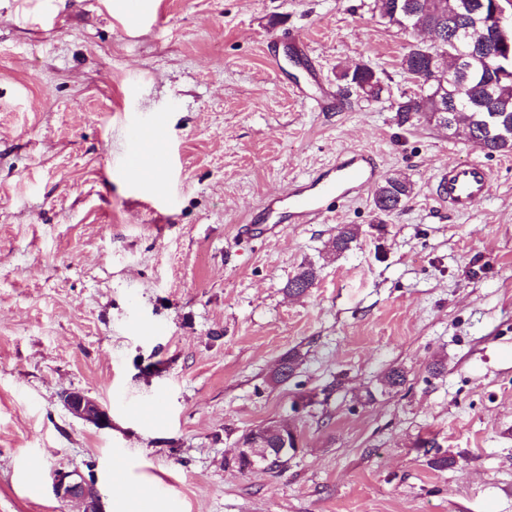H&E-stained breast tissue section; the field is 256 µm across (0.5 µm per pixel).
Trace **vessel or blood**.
<instances>
[{
	"label": "vessel or blood",
	"instance_id": "obj_1",
	"mask_svg": "<svg viewBox=\"0 0 512 512\" xmlns=\"http://www.w3.org/2000/svg\"><path fill=\"white\" fill-rule=\"evenodd\" d=\"M163 114L154 115L139 126L136 148L125 165L130 171L141 169L143 160H151L154 168L168 164V154L161 147L165 136ZM375 168L369 156L361 151L341 157L326 173H319L294 184L287 194L269 200L267 219L292 224H314L330 213L331 203L359 196L374 180ZM493 181L491 168L482 160L469 159L449 166L437 181L435 195L449 210L466 214L485 200Z\"/></svg>",
	"mask_w": 512,
	"mask_h": 512
}]
</instances>
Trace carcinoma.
Instances as JSON below:
<instances>
[{"mask_svg":"<svg viewBox=\"0 0 512 512\" xmlns=\"http://www.w3.org/2000/svg\"><path fill=\"white\" fill-rule=\"evenodd\" d=\"M460 0H373L372 10L385 19L389 24L400 29H406L408 16L418 14L424 18L428 25L448 32V20L459 12ZM489 29L478 23L470 27L469 37L462 40L460 49H445L443 47H429L415 45L404 55L401 68L406 74L432 70L456 71L459 66V55L470 52L487 39ZM466 82L472 88L482 87L494 82V100L485 101L477 94L471 98L468 117L457 124L454 135L463 137L482 151L493 153L512 152V134L506 137L488 136L486 127L494 124L507 130L512 128V73L501 78L498 74H491L483 69L479 61L471 60V67L465 74ZM350 87L354 88L359 96L366 99L380 97L383 86L379 79L373 78V71L365 68L357 78L350 80ZM451 96L446 92L438 97L429 95L420 100L400 96L395 106L400 124H407L413 120L423 119L428 123L441 126L448 120V113L439 111V101ZM413 191L411 181L406 177H393L379 186L374 193V205L384 212L398 210ZM359 228L355 225H345L340 228L332 241L333 250L342 252L349 247L358 236ZM316 279L313 267H303L289 281L288 292L291 294L304 293L311 288Z\"/></svg>","mask_w":512,"mask_h":512,"instance_id":"cac0c4a2","label":"carcinoma"}]
</instances>
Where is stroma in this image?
<instances>
[{
  "label": "stroma",
  "instance_id": "obj_1",
  "mask_svg": "<svg viewBox=\"0 0 512 512\" xmlns=\"http://www.w3.org/2000/svg\"><path fill=\"white\" fill-rule=\"evenodd\" d=\"M371 3L143 0L133 21L126 0H0V512H77L46 482L60 469L121 512L117 461L160 512H512V153L471 213L435 198L480 151L399 124L421 36ZM359 63L379 100L347 94ZM157 112L172 164L131 175L132 126ZM350 151L410 179L400 210L369 189L264 223ZM74 388L111 428L67 411ZM275 423L287 464L240 470L243 434ZM65 408L76 418L93 424L98 429L112 426V417L107 406L80 389L67 390L62 394Z\"/></svg>",
  "mask_w": 512,
  "mask_h": 512
}]
</instances>
